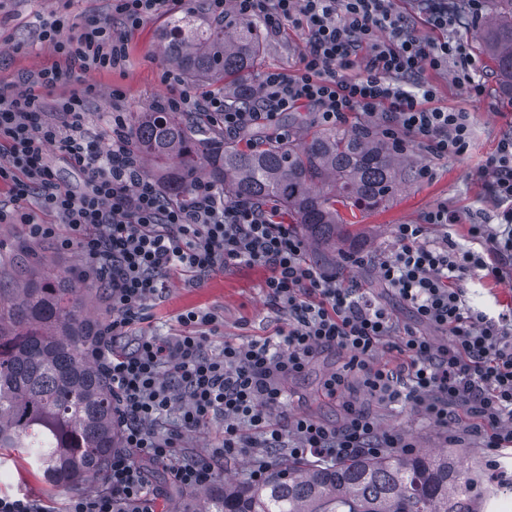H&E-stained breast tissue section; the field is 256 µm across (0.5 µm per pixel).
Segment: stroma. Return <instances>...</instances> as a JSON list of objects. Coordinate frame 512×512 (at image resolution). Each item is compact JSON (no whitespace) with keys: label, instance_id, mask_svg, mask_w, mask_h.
Returning a JSON list of instances; mask_svg holds the SVG:
<instances>
[{"label":"stroma","instance_id":"1","mask_svg":"<svg viewBox=\"0 0 512 512\" xmlns=\"http://www.w3.org/2000/svg\"><path fill=\"white\" fill-rule=\"evenodd\" d=\"M448 11L457 18L455 25L445 30L432 29L426 23V7L422 0H392L394 11L407 17L414 33L424 40L439 42L445 39L464 42L475 59L474 67L484 85L482 95L470 94L457 84L450 67L425 69L422 81L435 92L433 106L454 108L467 112L473 131L469 151L460 157L438 159L424 148L411 146L407 150L414 169L428 166L430 178H417L401 184L384 210L357 217L356 228L363 231L359 254L387 251L393 244V230L398 224L419 222L423 213L437 205L462 214L490 209L487 192L489 177L484 172L485 160L495 153L505 133L512 131V107L503 104L498 85L491 75L488 62L482 55L475 32L485 20V10L470 12L468 0H447ZM111 16L110 0H0V87L22 90V76L51 66L57 56L39 37L40 27L48 19L60 22L64 34L78 31L85 19ZM163 17L148 19L132 37L126 63L111 71H93L83 80H69L57 87L55 97H65L80 90L82 82L96 84L99 96L89 107L88 130L101 143H108L111 126L108 115L113 109L123 112H146L156 101L165 99L181 88H190L189 79L175 82L164 80L169 66L163 60L156 35ZM306 48L305 34L299 29H287L277 36H268L264 66L295 69ZM347 245L324 252L308 251L311 261L330 269H341L345 281L354 282L391 309L400 323L418 326L412 312L383 288L372 265L357 266L344 262ZM21 263L10 267L11 275L20 276L43 262L57 273L79 274L81 258L78 252H58L47 242L28 243ZM266 271L245 263L211 275L198 288L185 287L180 278H172L162 298L150 303L140 324L142 330L159 336L176 333V316L191 308L219 314L224 325L219 333L209 337L207 350L216 354L225 340L261 339L275 335L286 321L285 313L270 308L263 292ZM347 361L338 350L319 352L309 368L290 378L287 388L290 401L287 411L305 414L332 426L345 419L344 402L350 401L368 409L382 427L396 428L419 448L452 447L460 456L465 470L477 479L479 486H487L483 451L475 438L465 435L456 443H448L445 434L416 408H391L378 403L359 389L346 393L344 400L324 397L321 385L331 372L341 369ZM150 485L158 491L157 512H168L173 502L186 501L188 489L177 485L168 462L142 461ZM23 490L43 499L49 512H62L73 491L41 482L33 465L26 457L0 452V493Z\"/></svg>","mask_w":512,"mask_h":512}]
</instances>
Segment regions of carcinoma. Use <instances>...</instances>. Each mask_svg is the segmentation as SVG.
<instances>
[{"label":"carcinoma","mask_w":512,"mask_h":512,"mask_svg":"<svg viewBox=\"0 0 512 512\" xmlns=\"http://www.w3.org/2000/svg\"><path fill=\"white\" fill-rule=\"evenodd\" d=\"M503 101L512 100V0H490L476 31ZM159 42L167 61L193 81L237 101L255 94L266 51L260 20L173 15ZM138 163L151 162L171 199L199 180L232 200L277 202L317 250L348 240L339 208L368 214L387 205L413 177L408 160L373 128H305L288 141L228 142L206 119L162 102L126 118ZM0 268V450L30 458L43 479L79 487L104 476L119 448L115 405L99 365L86 351L100 318L88 314L86 289L69 274L38 269L10 288ZM473 483L444 450L360 455L332 465L270 463L264 481L246 478L195 490L182 512H477Z\"/></svg>","instance_id":"1"}]
</instances>
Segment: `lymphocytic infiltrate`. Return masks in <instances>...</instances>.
<instances>
[{"label":"lymphocytic infiltrate","mask_w":512,"mask_h":512,"mask_svg":"<svg viewBox=\"0 0 512 512\" xmlns=\"http://www.w3.org/2000/svg\"><path fill=\"white\" fill-rule=\"evenodd\" d=\"M181 2L112 0L111 20L87 19L67 37L57 22L44 23L41 38L57 61L23 77V90L0 89V146L6 149L0 184L19 200L37 196L41 212L57 218L47 224L28 212L0 210V223L22 225L29 239L79 252L80 274L99 286L109 314L90 355L112 390L122 448L112 456L104 485L71 496L65 512H156L158 493L139 466L143 459L173 461L175 481L197 488L212 481L218 463L242 455L252 458L251 480L262 482L267 457L279 448L294 458L325 460L411 450L401 432L382 428L370 411L352 404L338 427L305 415L274 419L286 400L285 381L305 372L323 350L348 355L342 369L325 377L324 396L336 400L357 385L382 404L414 406L440 428L464 425L483 448L487 468L497 470L502 449L512 447V310H478L466 297L475 277L512 288V133L486 160L492 207L472 214L468 241L453 238L449 228L461 217L442 204L418 223L396 225L387 253L350 258L356 265L373 263L383 285L419 321L448 333L446 343L435 344L400 325L358 284L309 264L303 239L276 206L225 200L203 181L187 199L171 200L136 162L121 110L110 113L112 138L100 146L86 128L95 85L48 106V96L66 77L124 65L144 21ZM229 7L262 18L273 35L290 26L306 29L299 66L265 70L260 95L249 104L184 90L166 98L170 110L201 113L230 138L252 128L282 138V114L309 107L327 127L352 116L374 121L400 151L413 143L437 158L469 150L467 113L429 107L433 90L418 81L425 68L451 64L458 83L482 94L464 43L420 39L391 0H208L210 13ZM50 107L56 111L52 120ZM53 147L80 168L82 191L59 185L48 154ZM432 228L440 229V237L428 238ZM241 263L267 270V302L288 314L275 335L230 340L213 355L205 342L218 333L221 317L189 309L176 317L178 334L143 333L134 349L116 348V339L141 322L147 303L172 276L197 288L211 274ZM383 344L402 355L397 367L377 363ZM172 414L177 427L159 431ZM214 420L222 422V435L208 457L178 455L184 433Z\"/></svg>","instance_id":"1"}]
</instances>
